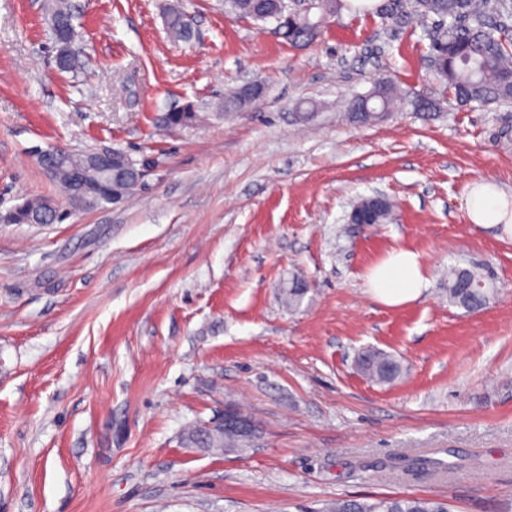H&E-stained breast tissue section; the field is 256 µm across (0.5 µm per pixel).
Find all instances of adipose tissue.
I'll use <instances>...</instances> for the list:
<instances>
[{
  "instance_id": "ef3b65f1",
  "label": "adipose tissue",
  "mask_w": 512,
  "mask_h": 512,
  "mask_svg": "<svg viewBox=\"0 0 512 512\" xmlns=\"http://www.w3.org/2000/svg\"><path fill=\"white\" fill-rule=\"evenodd\" d=\"M470 223L490 229L501 228L512 235V195L500 191L496 184L475 185L466 199ZM366 284L374 299L387 306H399L417 300L428 285L419 256L407 249H396L373 266Z\"/></svg>"
}]
</instances>
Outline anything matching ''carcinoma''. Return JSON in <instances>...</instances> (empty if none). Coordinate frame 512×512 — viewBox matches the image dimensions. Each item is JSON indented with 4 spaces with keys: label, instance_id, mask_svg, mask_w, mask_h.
Listing matches in <instances>:
<instances>
[{
    "label": "carcinoma",
    "instance_id": "carcinoma-1",
    "mask_svg": "<svg viewBox=\"0 0 512 512\" xmlns=\"http://www.w3.org/2000/svg\"><path fill=\"white\" fill-rule=\"evenodd\" d=\"M395 20L404 23L413 16L437 23L430 39L429 58L441 82L440 93L448 94L460 106L512 103V0H403ZM283 0H224V11L250 18L255 22L275 23V30L291 44H306L316 39L320 26L310 13L330 16L344 7V0H303L301 9H285ZM43 19L50 29L57 51V67L76 78L84 63L74 51H60L78 36L72 0H45ZM167 29L175 42L187 43L193 31L178 7L170 9ZM407 101L417 112L434 108L432 100L410 90L401 89L392 79L381 77L372 90L356 95L347 104V118L358 124L381 120L394 100ZM198 119L194 104L188 102L164 113L159 125L166 130L187 127ZM41 214L48 222L61 221L64 215L46 198L27 199L14 207L9 219L14 224L29 223V216ZM493 289L484 278L469 268L454 267L448 271V303L474 312L489 301ZM361 372L372 382L393 383L401 374L398 360L379 352H365L358 359ZM187 448L201 452L239 451L250 440L219 427L201 425L189 429L183 438ZM326 512H448L447 504L432 498L413 495L381 497L371 501L338 498L329 503Z\"/></svg>",
    "mask_w": 512,
    "mask_h": 512
}]
</instances>
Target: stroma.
<instances>
[{
    "label": "stroma",
    "mask_w": 512,
    "mask_h": 512,
    "mask_svg": "<svg viewBox=\"0 0 512 512\" xmlns=\"http://www.w3.org/2000/svg\"><path fill=\"white\" fill-rule=\"evenodd\" d=\"M85 69L60 72L43 0H0V512H322L340 497L417 495L512 512V238L470 224L473 183L512 195V105L439 96L420 22L342 9L314 42L225 15L223 0H74ZM179 6L190 43L168 35ZM388 76L433 112L347 122ZM262 82L258 106L224 96ZM193 103L192 127L158 131ZM118 149L148 169L123 201L71 202L37 150ZM395 204L351 224L361 196ZM66 212L14 224L25 198ZM419 254L429 285L399 307L366 273ZM474 267L481 310L442 273ZM303 288L298 307L282 302ZM403 366L389 386L359 352ZM234 409L238 453L182 435ZM448 302L468 312L479 310L493 295L484 278L469 268L454 267L448 271Z\"/></svg>",
    "instance_id": "1"
}]
</instances>
